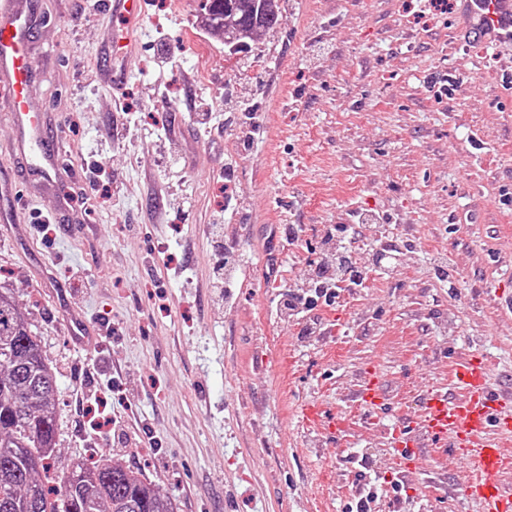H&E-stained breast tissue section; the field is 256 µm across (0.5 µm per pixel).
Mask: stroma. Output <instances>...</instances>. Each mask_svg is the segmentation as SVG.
<instances>
[{"instance_id": "1", "label": "stroma", "mask_w": 512, "mask_h": 512, "mask_svg": "<svg viewBox=\"0 0 512 512\" xmlns=\"http://www.w3.org/2000/svg\"><path fill=\"white\" fill-rule=\"evenodd\" d=\"M58 1L37 0L28 65L65 164L29 210L59 228L0 223V288L59 372L61 459L119 456L178 512H349L362 471L384 479L373 512H472L459 460L428 448L425 473L402 474L388 418L349 396L374 368L397 413H417L470 354L494 362L493 383L512 380V313L487 297L512 294V48L453 39L459 0H284L280 24L231 54L191 0H145L115 91L75 77L110 69L120 20L66 25ZM169 53L180 65L157 78ZM120 98L143 120L129 147L112 142ZM206 111L227 120L201 131ZM162 124L189 213L160 183ZM98 160L125 190L120 211L93 182ZM352 211L376 221L325 246ZM221 243L239 257L228 291L212 283ZM340 250L365 280L340 283L313 312L324 334L302 337L280 306ZM71 308L98 351L71 342ZM312 400L342 437L305 428Z\"/></svg>"}]
</instances>
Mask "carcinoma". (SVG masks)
I'll use <instances>...</instances> for the list:
<instances>
[{
    "mask_svg": "<svg viewBox=\"0 0 512 512\" xmlns=\"http://www.w3.org/2000/svg\"><path fill=\"white\" fill-rule=\"evenodd\" d=\"M208 29L245 49L279 25L280 0H200ZM57 369L28 314L0 291V512H177L117 457L59 465Z\"/></svg>",
    "mask_w": 512,
    "mask_h": 512,
    "instance_id": "obj_1",
    "label": "carcinoma"
}]
</instances>
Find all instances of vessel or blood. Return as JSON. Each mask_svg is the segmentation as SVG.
<instances>
[{"instance_id":"vessel-or-blood-1","label":"vessel or blood","mask_w":512,"mask_h":512,"mask_svg":"<svg viewBox=\"0 0 512 512\" xmlns=\"http://www.w3.org/2000/svg\"><path fill=\"white\" fill-rule=\"evenodd\" d=\"M144 0H104L106 13L124 20L112 44L113 55L129 58V27L142 18ZM466 18L465 41L491 47L512 43V0H462ZM38 24L35 0H0V104L7 105L15 137L11 156L20 158L39 181L53 183L61 173L59 152L49 143L48 128L29 92L27 55ZM30 198L11 180H0V219L19 216ZM70 334L84 348L97 344L94 330L77 310H70ZM491 362L456 361L450 373L452 390L432 388L424 396L416 417L398 420L387 429L390 445L406 468L422 464L423 448L452 450L467 476L462 496L479 505L480 512H512V386L491 382ZM352 401L389 415L390 406L380 377L365 374ZM309 431L335 436L338 418L326 416L318 403L304 409Z\"/></svg>"}]
</instances>
